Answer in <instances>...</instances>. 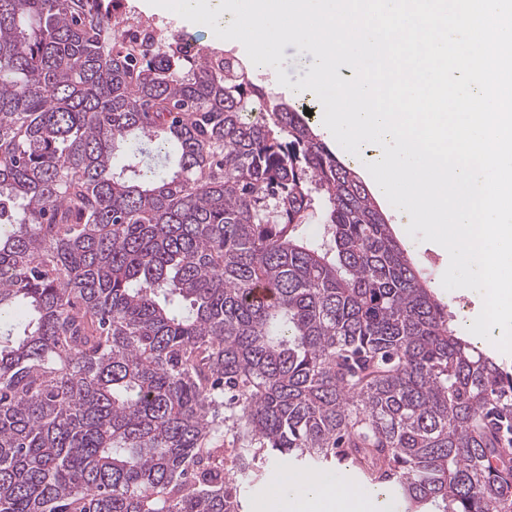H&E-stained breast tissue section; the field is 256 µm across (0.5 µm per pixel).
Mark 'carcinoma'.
<instances>
[{
    "mask_svg": "<svg viewBox=\"0 0 512 512\" xmlns=\"http://www.w3.org/2000/svg\"><path fill=\"white\" fill-rule=\"evenodd\" d=\"M114 2L0 0V512H241L271 454L512 512V374L356 172Z\"/></svg>",
    "mask_w": 512,
    "mask_h": 512,
    "instance_id": "obj_1",
    "label": "carcinoma"
}]
</instances>
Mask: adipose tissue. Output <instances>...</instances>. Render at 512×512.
Listing matches in <instances>:
<instances>
[{
	"mask_svg": "<svg viewBox=\"0 0 512 512\" xmlns=\"http://www.w3.org/2000/svg\"><path fill=\"white\" fill-rule=\"evenodd\" d=\"M272 512H392L380 489L346 485L319 474L288 471L270 499Z\"/></svg>",
	"mask_w": 512,
	"mask_h": 512,
	"instance_id": "adipose-tissue-1",
	"label": "adipose tissue"
}]
</instances>
